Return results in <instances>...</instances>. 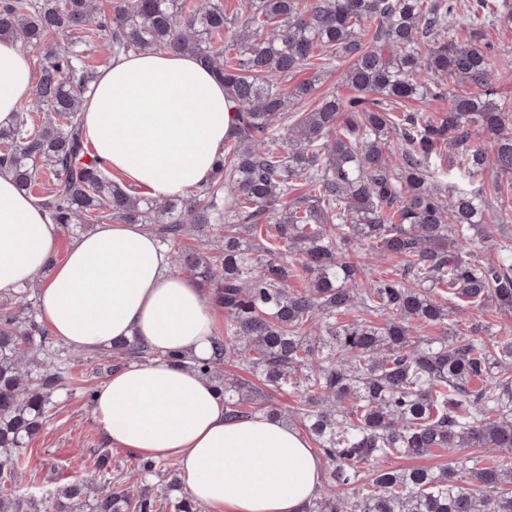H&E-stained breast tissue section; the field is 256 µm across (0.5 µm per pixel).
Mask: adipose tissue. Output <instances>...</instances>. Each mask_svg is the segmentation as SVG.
<instances>
[{
	"mask_svg": "<svg viewBox=\"0 0 512 512\" xmlns=\"http://www.w3.org/2000/svg\"><path fill=\"white\" fill-rule=\"evenodd\" d=\"M33 75L32 57L1 40L0 127L13 123ZM232 107L195 58L156 52L104 66L81 117L103 169L167 197L208 182ZM58 233L40 199L0 173V294L42 276L37 309L57 341L94 350L137 336L156 353L95 392L93 420L112 444L175 461L210 512H303L322 468L307 437L265 415L225 420L214 385L180 363L214 352L215 317L198 280L173 271L145 225H97L55 264Z\"/></svg>",
	"mask_w": 512,
	"mask_h": 512,
	"instance_id": "ef3b65f1",
	"label": "adipose tissue"
}]
</instances>
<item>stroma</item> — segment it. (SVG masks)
Wrapping results in <instances>:
<instances>
[{
    "instance_id": "stroma-1",
    "label": "stroma",
    "mask_w": 512,
    "mask_h": 512,
    "mask_svg": "<svg viewBox=\"0 0 512 512\" xmlns=\"http://www.w3.org/2000/svg\"><path fill=\"white\" fill-rule=\"evenodd\" d=\"M113 369L97 350L86 352L83 363L69 369L52 396L49 419L26 449L18 494L37 497L77 477L108 490L138 463V455L113 446L92 418L89 395Z\"/></svg>"
}]
</instances>
